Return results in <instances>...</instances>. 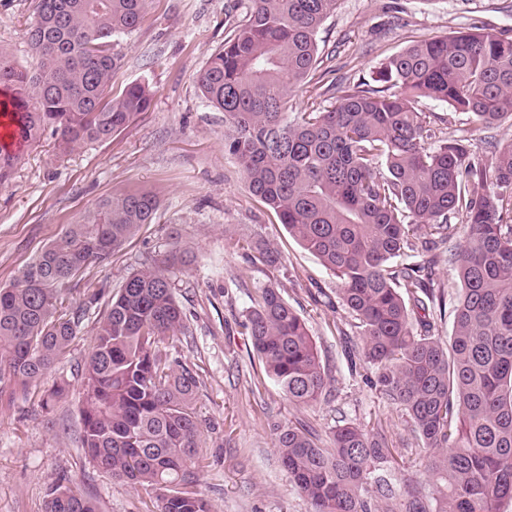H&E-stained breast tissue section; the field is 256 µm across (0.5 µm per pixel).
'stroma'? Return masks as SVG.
Here are the masks:
<instances>
[{
    "label": "stroma",
    "mask_w": 512,
    "mask_h": 512,
    "mask_svg": "<svg viewBox=\"0 0 512 512\" xmlns=\"http://www.w3.org/2000/svg\"><path fill=\"white\" fill-rule=\"evenodd\" d=\"M33 0H0V50L36 72L39 60L26 42ZM234 0H149L138 29L121 38L122 65L112 90L145 83L151 108L103 143H85L60 154L53 130L25 147L11 179L0 185V284L27 266L68 225L83 221L104 199L129 190H151L160 199L154 223L143 225L105 265L93 264L71 282L73 300L100 284L119 288L144 261L173 248L192 260L173 268L174 291L187 334L179 358L202 384L196 409L203 425L205 466L194 485L212 512H311V505L280 463L270 422L303 420L318 434L338 422L382 430L391 448L389 473L401 484L430 486L427 451L404 412L386 403L358 363L357 336L342 335V307L316 302L337 283L317 257L304 250L276 216L253 197L234 157L224 150V115L208 106L197 76L240 23ZM480 30L512 36V0H338L318 35L319 67L329 91L313 84L294 92V111L309 102L334 105L338 91L370 82L385 58L415 42ZM413 107L446 137L472 131L480 154L489 143L512 142V122L492 128L446 103L417 99ZM273 242L283 264L252 265L235 240ZM278 288L305 320L331 378L314 405L288 402L268 378L251 344L239 333L259 288ZM95 314H88L69 353L29 390L0 392V512H44L54 481L67 476L91 497L98 512H155V494L97 470L80 446L82 379L77 368L92 348ZM68 393L53 410L42 401L54 384Z\"/></svg>",
    "instance_id": "1"
}]
</instances>
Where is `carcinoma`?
<instances>
[{
    "label": "carcinoma",
    "mask_w": 512,
    "mask_h": 512,
    "mask_svg": "<svg viewBox=\"0 0 512 512\" xmlns=\"http://www.w3.org/2000/svg\"><path fill=\"white\" fill-rule=\"evenodd\" d=\"M146 2L35 0L28 41L38 74L16 69L0 51V111L9 113L13 136L29 144L50 127L66 153L110 139L150 109L146 84L112 94L117 41L138 28ZM337 2L240 0L241 24L198 84L224 113V150L250 193L338 281L361 358L377 368L373 385L423 440L435 491L396 492L386 439L356 424L333 427L326 448L302 422L274 423L277 452L314 512H502L512 502V143L493 146L486 162L468 131L437 136L412 101L444 102L485 127L512 118V37L457 32L411 45L335 105L291 112L292 93L317 68L318 34ZM18 160L0 150V184ZM487 184L493 191H481ZM158 207L146 191L101 201L0 287V389L42 379L105 301L82 368L81 448L112 478L155 489L161 512H210L193 490L201 380L161 348L185 334L168 269L186 264L188 253L175 249L143 265L116 293L103 283L77 305L65 294L70 278L108 263ZM459 214L466 240L450 248ZM235 246L253 265L281 263L262 239ZM445 252L461 284L446 343L432 334L434 315L445 310L433 268ZM408 253L427 260L389 265ZM240 328L289 401L310 406L326 393L329 376L308 327L277 289H259ZM45 512L97 508L61 476Z\"/></svg>",
    "instance_id": "1"
}]
</instances>
